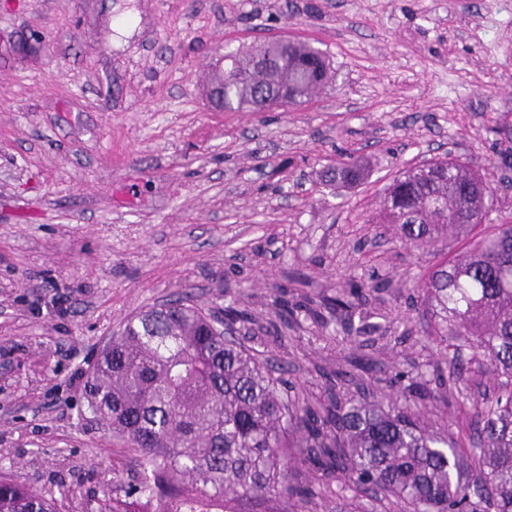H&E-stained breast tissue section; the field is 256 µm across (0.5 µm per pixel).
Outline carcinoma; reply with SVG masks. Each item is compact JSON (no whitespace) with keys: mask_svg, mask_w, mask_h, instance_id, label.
I'll use <instances>...</instances> for the list:
<instances>
[{"mask_svg":"<svg viewBox=\"0 0 512 512\" xmlns=\"http://www.w3.org/2000/svg\"><path fill=\"white\" fill-rule=\"evenodd\" d=\"M308 43L269 41L224 54L215 82L225 112L302 104L330 78ZM363 177L356 162L336 182ZM494 210L490 181L454 157L410 168L384 197L380 220L418 252L468 240L466 251L414 285L430 315L438 357L435 387L400 371L379 398L354 395L349 379L368 373L317 367L323 395L291 390L229 329L191 300L153 306L127 319L92 366L87 409L140 462L136 485L116 486L101 512H356L354 500L393 498L400 512H512V218L482 229ZM394 288L387 279L380 286ZM353 283L291 301L269 295L279 343L304 323L341 328L353 347L391 331L371 307L380 288ZM229 323L256 316L230 303ZM488 373L474 397L462 378ZM468 409L467 429L434 430L436 411ZM354 493L353 499L345 492ZM0 512H56L36 490L0 478Z\"/></svg>","mask_w":512,"mask_h":512,"instance_id":"carcinoma-1","label":"carcinoma"}]
</instances>
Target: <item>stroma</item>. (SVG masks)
<instances>
[{
  "label": "stroma",
  "instance_id": "35a3bbf8",
  "mask_svg": "<svg viewBox=\"0 0 512 512\" xmlns=\"http://www.w3.org/2000/svg\"><path fill=\"white\" fill-rule=\"evenodd\" d=\"M279 38L326 52L332 83L287 111L210 108L223 54ZM508 124L512 0H0V476L57 512L134 484L86 373L128 317L184 296L256 313L239 338L318 395L315 364L351 349L332 327L280 347L268 292L390 279L378 304L413 351L363 347L366 386L433 364L411 285L467 243L419 253L374 218L402 168L448 153L488 175L491 221L512 217ZM347 159L363 181L325 186Z\"/></svg>",
  "mask_w": 512,
  "mask_h": 512
}]
</instances>
